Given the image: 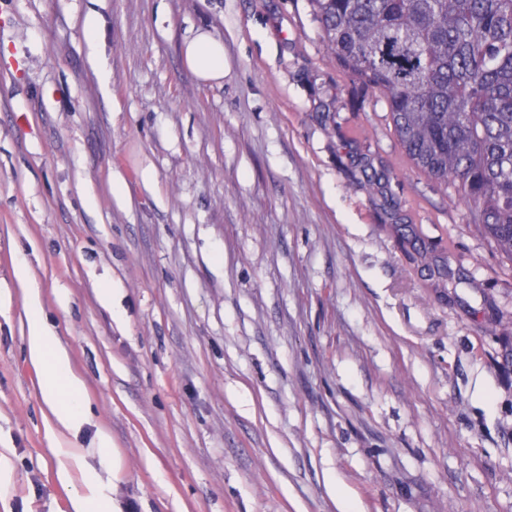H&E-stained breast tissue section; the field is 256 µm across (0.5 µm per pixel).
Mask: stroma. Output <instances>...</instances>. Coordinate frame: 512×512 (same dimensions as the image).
Returning a JSON list of instances; mask_svg holds the SVG:
<instances>
[{"mask_svg":"<svg viewBox=\"0 0 512 512\" xmlns=\"http://www.w3.org/2000/svg\"><path fill=\"white\" fill-rule=\"evenodd\" d=\"M19 258L121 512H512V262L308 0H0V512H70ZM184 58L187 67L203 80L224 77V44L209 31H200L185 43Z\"/></svg>","mask_w":512,"mask_h":512,"instance_id":"35a3bbf8","label":"stroma"}]
</instances>
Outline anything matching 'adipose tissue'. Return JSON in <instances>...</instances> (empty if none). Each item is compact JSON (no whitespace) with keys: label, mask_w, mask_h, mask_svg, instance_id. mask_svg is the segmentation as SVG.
Segmentation results:
<instances>
[{"label":"adipose tissue","mask_w":512,"mask_h":512,"mask_svg":"<svg viewBox=\"0 0 512 512\" xmlns=\"http://www.w3.org/2000/svg\"><path fill=\"white\" fill-rule=\"evenodd\" d=\"M184 58L187 67L204 80H220L224 76V45L207 31L186 42ZM21 287L27 317L26 348L30 362L43 372L40 392L46 407L48 429L55 438H78L88 423L86 382L77 374L67 349L55 328L43 315L41 290L34 282L26 262L13 267ZM93 446L99 460V471L85 468L81 447L55 449L58 459L57 478L68 493L72 512H120L110 495L109 479L118 476L122 462L112 450V435L97 428ZM82 471L81 481H74V471Z\"/></svg>","instance_id":"adipose-tissue-1"}]
</instances>
